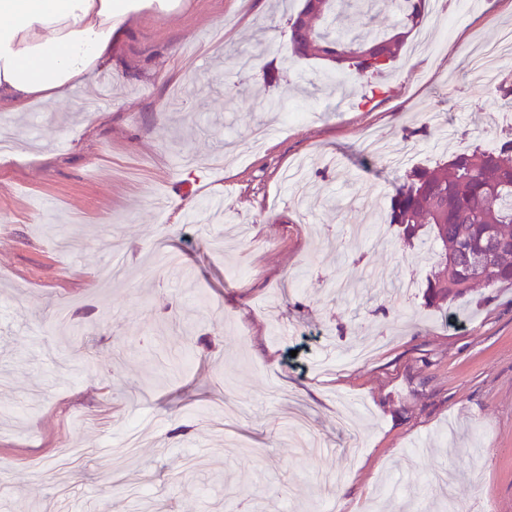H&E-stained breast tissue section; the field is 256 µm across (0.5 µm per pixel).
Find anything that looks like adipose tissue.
<instances>
[{
  "instance_id": "1",
  "label": "adipose tissue",
  "mask_w": 512,
  "mask_h": 512,
  "mask_svg": "<svg viewBox=\"0 0 512 512\" xmlns=\"http://www.w3.org/2000/svg\"><path fill=\"white\" fill-rule=\"evenodd\" d=\"M163 0H0V110L70 94L112 62L127 19Z\"/></svg>"
}]
</instances>
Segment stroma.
Masks as SVG:
<instances>
[{"label": "stroma", "mask_w": 512, "mask_h": 512, "mask_svg": "<svg viewBox=\"0 0 512 512\" xmlns=\"http://www.w3.org/2000/svg\"><path fill=\"white\" fill-rule=\"evenodd\" d=\"M299 5L141 10L0 112V512H512V285L426 304L388 223L410 170L512 132V53L468 65L512 0L345 85L289 61Z\"/></svg>", "instance_id": "obj_1"}]
</instances>
